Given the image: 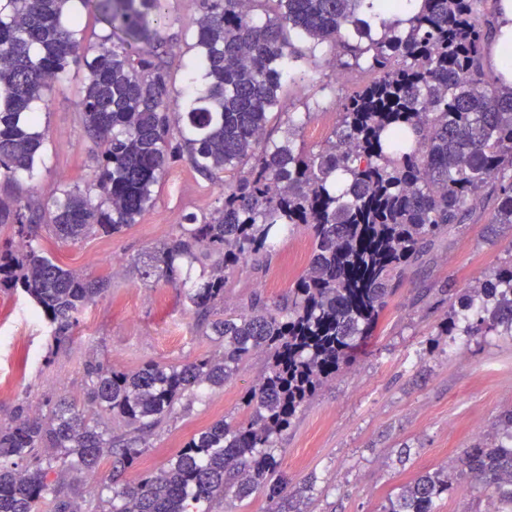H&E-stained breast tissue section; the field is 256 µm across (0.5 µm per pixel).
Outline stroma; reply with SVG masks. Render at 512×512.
<instances>
[{
  "instance_id": "35a3bbf8",
  "label": "stroma",
  "mask_w": 512,
  "mask_h": 512,
  "mask_svg": "<svg viewBox=\"0 0 512 512\" xmlns=\"http://www.w3.org/2000/svg\"><path fill=\"white\" fill-rule=\"evenodd\" d=\"M298 47L310 78L284 85L281 94L303 122L299 143L315 149L339 120V100L373 75L352 71L336 82L329 65L334 43ZM84 82V68L71 66L64 91L40 113L48 130L43 162L21 180L35 196L50 197L61 181L83 187L95 176L98 148L84 135L78 106ZM221 192L220 182L177 161L164 172L153 207L121 235L50 245L59 263L111 281L80 314L69 346L56 347L50 324L23 291L0 292V419L23 400L43 412L62 399L83 405V364L92 357L133 371L223 351L217 337L197 332L177 289L143 282L130 266L132 257L167 241L187 214L209 212ZM493 203L486 195L470 220L407 270L375 335L279 438L290 490H306L302 512H381L402 486L442 468L456 475L459 487L438 503V512H489L490 498L461 474L459 458L477 439L490 437L499 415L512 408V337L449 338L436 328L460 294L512 257V227L492 223ZM309 259L307 233L294 229L279 239L269 268L247 265L228 275L225 306L244 311L257 293L281 301ZM265 366L264 354L252 356L224 387L171 418L148 437L128 478L159 472L195 434L235 417Z\"/></svg>"
}]
</instances>
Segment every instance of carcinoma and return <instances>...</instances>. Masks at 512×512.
<instances>
[{
	"label": "carcinoma",
	"instance_id": "carcinoma-1",
	"mask_svg": "<svg viewBox=\"0 0 512 512\" xmlns=\"http://www.w3.org/2000/svg\"><path fill=\"white\" fill-rule=\"evenodd\" d=\"M189 22L196 55L178 89L168 59L177 43L157 30L164 0H0V224L18 241L0 248V288L21 290L54 326L56 345L74 340L77 316L110 288L59 265L48 236L77 243L115 235L154 204V187L180 160L224 181L220 205L189 214L170 239L134 265L184 289L197 331L224 341L219 357L115 370L97 358L84 364L90 413L59 403L46 414L26 402L0 420V512H80L65 492L64 471L93 475L111 463L112 496L102 512H200L232 492L266 496L270 512H302L286 492L279 437L320 387L349 366L373 336L406 267L428 245L467 220L498 181L493 224L512 225V85L487 78L482 60L490 31L482 0H419L414 11L361 17L366 0H194ZM105 29L84 43L83 14ZM340 48L332 66H364L373 80L346 95L341 119L318 150L295 145L297 126L280 90L305 81L291 34ZM87 72L79 101L84 133L99 147L96 174L85 187L61 182L41 202L17 189L43 155L48 130L37 105L64 88L68 69ZM206 72L196 84L193 70ZM285 125L270 139L271 121ZM302 226L309 268L282 303L256 294L244 313L216 317L226 273L268 264L277 238ZM203 267L190 283L182 267ZM438 335L512 332V259L482 285L481 304L460 296ZM478 316L470 320L468 312ZM254 353L266 367L242 397L241 416L218 421L191 438L167 467L121 483L142 453L146 434L200 389L222 387ZM130 428L114 436L98 415ZM490 446L476 441L461 462L482 489L512 512V411ZM456 491L448 472L421 475L381 512H436Z\"/></svg>",
	"mask_w": 512,
	"mask_h": 512
}]
</instances>
